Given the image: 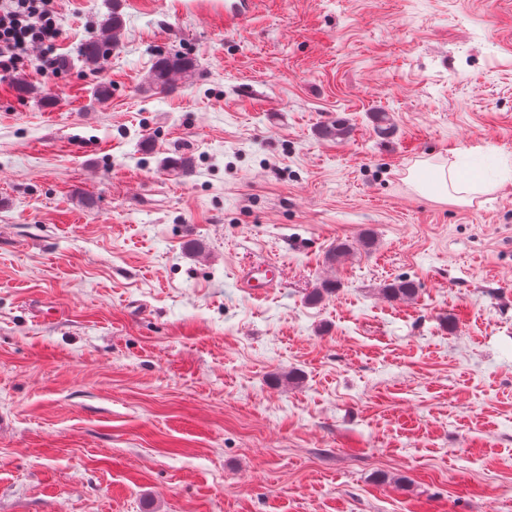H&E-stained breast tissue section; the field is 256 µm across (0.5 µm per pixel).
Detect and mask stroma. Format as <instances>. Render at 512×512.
<instances>
[{
	"label": "stroma",
	"instance_id": "stroma-1",
	"mask_svg": "<svg viewBox=\"0 0 512 512\" xmlns=\"http://www.w3.org/2000/svg\"><path fill=\"white\" fill-rule=\"evenodd\" d=\"M55 6L123 27L0 76V512H512V0ZM121 27L120 14L114 8L103 17L100 33L81 46L76 60L82 67L94 68L113 47L117 46ZM195 68V61L180 53H168L156 60L149 75L150 86L170 88L178 76L187 75ZM433 190L438 193H448V188L457 193L456 199L459 202L468 203L477 194H483L489 192L492 187L489 185L482 184L474 180H463L461 179L453 169L449 168L448 172L444 167H441L436 175L434 181L431 184ZM278 276L279 270L275 264H249L242 272L243 286L253 293H259L268 288H274Z\"/></svg>",
	"mask_w": 512,
	"mask_h": 512
}]
</instances>
